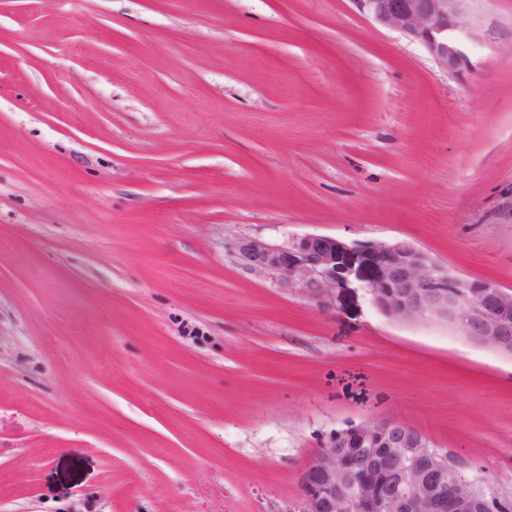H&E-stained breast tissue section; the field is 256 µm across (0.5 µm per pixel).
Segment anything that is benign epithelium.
Returning a JSON list of instances; mask_svg holds the SVG:
<instances>
[{
    "label": "benign epithelium",
    "mask_w": 512,
    "mask_h": 512,
    "mask_svg": "<svg viewBox=\"0 0 512 512\" xmlns=\"http://www.w3.org/2000/svg\"><path fill=\"white\" fill-rule=\"evenodd\" d=\"M384 28L421 43L444 67L467 63L464 47L489 39L474 0H353ZM243 265L323 307L355 277L373 307L399 324L443 323L512 358V288L448 272L403 240L350 243L309 233L288 245L244 236ZM303 512H495L502 494L448 451L398 418L352 424L329 434L300 475Z\"/></svg>",
    "instance_id": "obj_1"
}]
</instances>
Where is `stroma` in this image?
Wrapping results in <instances>:
<instances>
[{
    "label": "stroma",
    "mask_w": 512,
    "mask_h": 512,
    "mask_svg": "<svg viewBox=\"0 0 512 512\" xmlns=\"http://www.w3.org/2000/svg\"><path fill=\"white\" fill-rule=\"evenodd\" d=\"M443 68L354 0H0V512H301L398 418L512 496V359L320 307L240 237L512 288V0Z\"/></svg>",
    "instance_id": "1"
}]
</instances>
